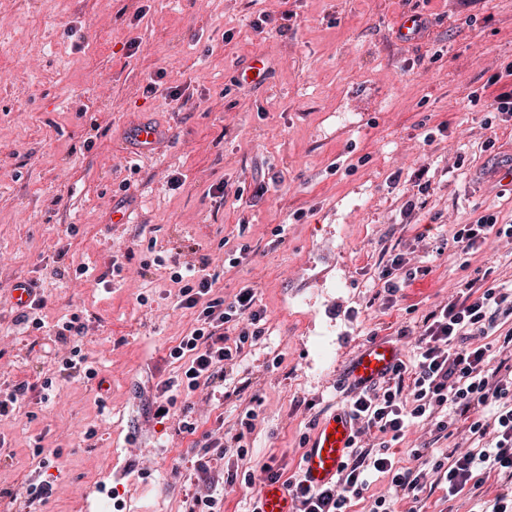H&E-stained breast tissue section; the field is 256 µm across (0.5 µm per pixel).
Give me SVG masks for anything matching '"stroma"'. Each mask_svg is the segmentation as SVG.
<instances>
[{"mask_svg": "<svg viewBox=\"0 0 512 512\" xmlns=\"http://www.w3.org/2000/svg\"><path fill=\"white\" fill-rule=\"evenodd\" d=\"M407 13L427 23L413 44L396 37ZM263 14L271 32L251 27ZM257 55L265 82L237 87ZM510 61L512 0H0V390L50 369L47 330L77 309L98 370L88 383L59 381L46 405L29 392L0 421V512H83L102 489L117 491L124 512H187L209 434L227 448L210 457L211 476L237 474L222 512H250L264 466L298 475L321 415L349 405L344 372L358 347L387 338L410 358L413 332L466 282L512 284V240L492 236L468 254L452 241L483 215L512 224V187L498 175L512 120L485 128L486 106L469 101ZM153 75L160 90L147 98ZM143 117L168 132L151 158L126 139ZM424 164L431 187L405 215L404 188L389 178ZM116 205L133 207L135 223H112ZM242 247L240 265L225 266ZM397 253L404 286L390 301L374 280ZM158 254L204 264L215 295L251 286L267 317L225 381L176 394L161 422L148 404L175 375L169 353L194 316ZM82 265L90 276L76 277ZM21 279L46 300L42 330L16 323L10 289ZM186 409L192 434L178 428ZM473 445L467 421L440 440L421 423L396 464ZM38 447L59 469L51 496L29 506ZM502 485L493 475L451 499L438 486L395 508L478 512Z\"/></svg>", "mask_w": 512, "mask_h": 512, "instance_id": "1", "label": "stroma"}]
</instances>
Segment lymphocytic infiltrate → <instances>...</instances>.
<instances>
[{"label": "lymphocytic infiltrate", "mask_w": 512, "mask_h": 512, "mask_svg": "<svg viewBox=\"0 0 512 512\" xmlns=\"http://www.w3.org/2000/svg\"><path fill=\"white\" fill-rule=\"evenodd\" d=\"M512 239V225L498 224L488 215L471 224L458 225L453 242L462 253L477 250L490 233ZM157 266L170 269L180 283L182 308L193 311L196 325L170 350L182 369L165 380L155 410H168L169 394L196 392L223 379L228 364L240 356L245 344L265 333L266 314L253 288H240L231 299L213 296L214 280L202 269L180 266L168 256H156ZM512 315V287L482 288L465 284L460 295L430 312L414 342L412 361L398 363L393 375L372 387L354 388L349 413L355 425L353 448L336 482L323 490H311L300 479H288L297 512H346L352 500L362 498L373 479L381 475L404 496L418 495L427 485L429 472L440 473L449 496L478 489L491 471L512 477V375L500 376L488 366L489 345L482 339L497 326L498 315ZM55 342L66 346L56 356L54 375L39 379L43 397H50L56 378L94 379L96 369L82 352L85 324L79 313L63 315L54 327ZM488 408L489 418L472 420L469 433L478 445L455 448L432 470L399 468L395 445L416 422L433 420L437 437L448 434L444 409L465 416L475 407ZM372 446H364L365 438Z\"/></svg>", "instance_id": "f902f5d3"}]
</instances>
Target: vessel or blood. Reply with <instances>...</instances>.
Returning a JSON list of instances; mask_svg holds the SVG:
<instances>
[{"label": "vessel or blood", "mask_w": 512, "mask_h": 512, "mask_svg": "<svg viewBox=\"0 0 512 512\" xmlns=\"http://www.w3.org/2000/svg\"><path fill=\"white\" fill-rule=\"evenodd\" d=\"M138 154H156L165 142L164 131L143 119L130 129ZM401 357V349L390 341L379 339L360 349L349 360L346 376L350 383L368 386L389 378ZM353 425L346 411L335 410L318 422L303 453L300 469L305 484L319 490L332 485L351 449ZM258 512H296V503L285 485L265 481L262 485Z\"/></svg>", "instance_id": "b4317fda"}]
</instances>
